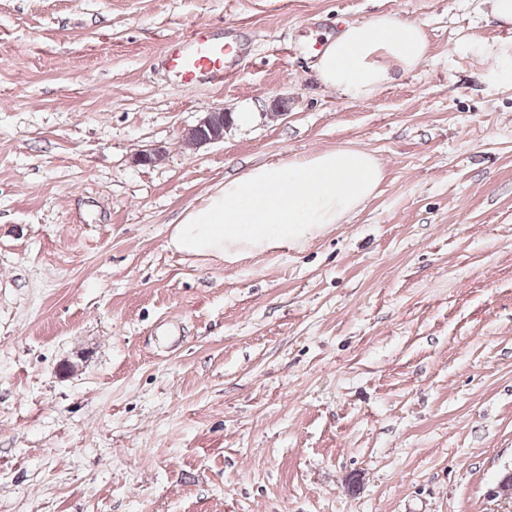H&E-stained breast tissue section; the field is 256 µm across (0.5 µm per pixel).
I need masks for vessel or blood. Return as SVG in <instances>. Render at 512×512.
I'll list each match as a JSON object with an SVG mask.
<instances>
[{
  "instance_id": "obj_1",
  "label": "vessel or blood",
  "mask_w": 512,
  "mask_h": 512,
  "mask_svg": "<svg viewBox=\"0 0 512 512\" xmlns=\"http://www.w3.org/2000/svg\"><path fill=\"white\" fill-rule=\"evenodd\" d=\"M235 54L230 42L204 27L172 40L165 51V67L177 84L219 83L225 63Z\"/></svg>"
}]
</instances>
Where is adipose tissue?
Segmentation results:
<instances>
[{
    "instance_id": "1",
    "label": "adipose tissue",
    "mask_w": 512,
    "mask_h": 512,
    "mask_svg": "<svg viewBox=\"0 0 512 512\" xmlns=\"http://www.w3.org/2000/svg\"><path fill=\"white\" fill-rule=\"evenodd\" d=\"M422 26L379 15L326 39L315 69L327 89L366 99L427 60ZM384 165L373 153L341 146L251 167L210 194L176 224L172 248L236 261L299 247L345 223L374 195Z\"/></svg>"
}]
</instances>
